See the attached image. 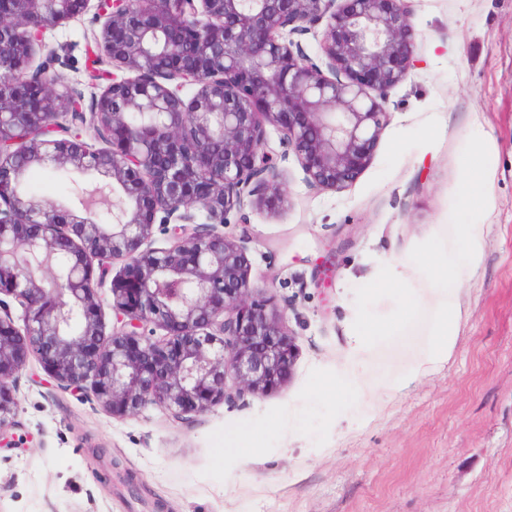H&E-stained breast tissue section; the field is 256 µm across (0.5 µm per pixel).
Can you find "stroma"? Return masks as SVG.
Wrapping results in <instances>:
<instances>
[{"label": "stroma", "mask_w": 512, "mask_h": 512, "mask_svg": "<svg viewBox=\"0 0 512 512\" xmlns=\"http://www.w3.org/2000/svg\"><path fill=\"white\" fill-rule=\"evenodd\" d=\"M94 10L45 30L37 60L52 59L59 89L81 94L84 142L103 147L90 117L113 77ZM417 62L392 88V114L371 165L342 191L318 190L281 135L268 129L287 196L274 211L245 208L225 233L247 243L251 284L285 314L292 374L190 420L155 405L118 419L89 395L61 388L37 359L19 372L13 432L0 448V512H512V0H414ZM497 151L481 217L485 252L460 286L456 346L328 442L287 432L270 453L239 461L225 481L203 477L207 437L270 408L299 409L311 369L344 362L355 290L381 265L408 258L432 231L447 234L468 135ZM97 174L39 168L31 194L63 207ZM427 322L370 347L369 369L403 376L419 360Z\"/></svg>", "instance_id": "obj_1"}]
</instances>
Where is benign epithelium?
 <instances>
[{
    "instance_id": "benign-epithelium-1",
    "label": "benign epithelium",
    "mask_w": 512,
    "mask_h": 512,
    "mask_svg": "<svg viewBox=\"0 0 512 512\" xmlns=\"http://www.w3.org/2000/svg\"><path fill=\"white\" fill-rule=\"evenodd\" d=\"M91 0H6L0 8V443L15 444L16 374L35 356L62 387L91 389L115 418L157 405L177 419L281 385L294 345L267 287L250 284L224 227L245 204L274 209L286 184L265 150L275 128L305 182L351 187L391 120L390 89L414 67L413 0H97L102 48L134 73L95 103L107 147L58 117L81 100L28 73L45 29ZM323 26L315 62L292 35ZM198 48L188 51V35ZM197 86L188 96L184 89ZM92 171L112 186L111 219L37 200L26 173ZM115 316L99 287L111 263ZM21 308L16 325L5 298Z\"/></svg>"
}]
</instances>
